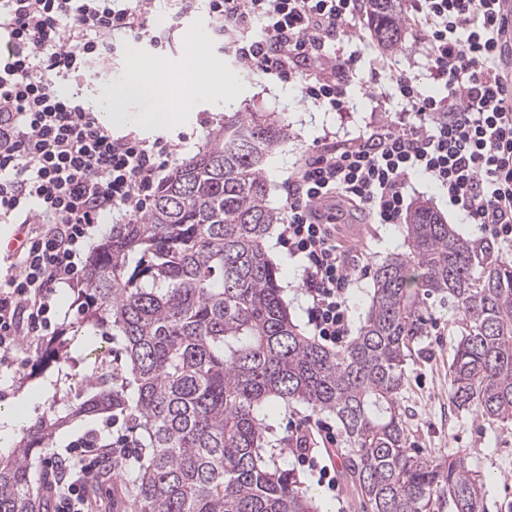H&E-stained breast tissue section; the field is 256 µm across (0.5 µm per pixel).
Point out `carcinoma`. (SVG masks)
<instances>
[{
  "label": "carcinoma",
  "instance_id": "carcinoma-1",
  "mask_svg": "<svg viewBox=\"0 0 512 512\" xmlns=\"http://www.w3.org/2000/svg\"><path fill=\"white\" fill-rule=\"evenodd\" d=\"M402 0H365L371 33L402 47ZM288 128L262 112L224 116L198 154L160 183L144 218L112 225L91 256L83 325L123 337L131 381L113 383L100 362L85 399L31 427L0 455V512H49L31 460L57 430L82 416L129 413L148 459L122 478L137 512H317L291 474L262 455L268 400L300 402L336 416L346 473L370 512H485L482 475L460 451L408 447L401 410L405 365L429 334L426 300L458 313L448 361L453 405L491 427L512 424V260L466 239L427 201L406 215V252L376 265L359 335L332 352L299 332L265 248L278 211L264 167ZM46 357L59 364L56 394L78 381L63 333Z\"/></svg>",
  "mask_w": 512,
  "mask_h": 512
}]
</instances>
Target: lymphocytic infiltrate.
Wrapping results in <instances>:
<instances>
[{"label":"lymphocytic infiltrate","instance_id":"f902f5d3","mask_svg":"<svg viewBox=\"0 0 512 512\" xmlns=\"http://www.w3.org/2000/svg\"><path fill=\"white\" fill-rule=\"evenodd\" d=\"M215 33L239 66L298 83L305 98L349 109L342 50L356 37L359 0H208ZM501 0H413L430 48L428 73L445 93L425 95L419 78L396 74L398 121L343 148H314L288 182L281 240L298 258L307 321L342 346L350 334L354 268L336 235L337 201L355 203L373 224L400 223L412 173L442 186L449 203L485 237L512 247V59ZM153 0H0V210L30 226L0 277V368L22 343L52 335L57 287L77 281L88 241L104 215L139 217L159 173L179 147L113 137L83 97L59 96L62 79L98 71L117 43L148 32ZM296 463L336 492L321 448L335 445L324 420L291 422L283 438ZM136 436L92 433L52 463L55 512H94L88 489L100 449L116 462L140 448Z\"/></svg>","mask_w":512,"mask_h":512}]
</instances>
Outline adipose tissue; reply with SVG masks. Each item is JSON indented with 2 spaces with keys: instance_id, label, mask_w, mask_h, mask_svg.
<instances>
[{
  "instance_id": "ef3b65f1",
  "label": "adipose tissue",
  "mask_w": 512,
  "mask_h": 512,
  "mask_svg": "<svg viewBox=\"0 0 512 512\" xmlns=\"http://www.w3.org/2000/svg\"><path fill=\"white\" fill-rule=\"evenodd\" d=\"M215 83V77L200 76L191 67L173 73L159 64L135 65L99 102L103 110L111 112L113 122L152 127L175 121L183 100L210 95ZM132 99L147 100L149 106L139 112L127 111Z\"/></svg>"
}]
</instances>
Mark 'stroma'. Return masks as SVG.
<instances>
[{
    "mask_svg": "<svg viewBox=\"0 0 512 512\" xmlns=\"http://www.w3.org/2000/svg\"><path fill=\"white\" fill-rule=\"evenodd\" d=\"M360 39L353 49L358 62L346 71L351 93L349 111L331 112L303 97L299 87L275 76L238 68L225 58L220 44L210 37L205 0H199L193 12L184 14L177 0H159L153 19L154 35L162 37L163 47L151 46L141 39L134 49L123 48L113 54L107 70L92 79H82V88L107 92L115 79L121 78L135 56L165 62L179 68L186 43L192 32H199V54L204 65H217L224 76L218 90V102L203 98L181 114L179 122L145 131L132 125L116 126L113 136L131 135L152 141L159 137L179 141L181 158L196 154L209 137L224 124L225 115L234 112H271L288 128L286 144L278 148L266 166L268 201L275 210H284L287 179L300 166L314 146L330 142L347 145L360 135L379 129L399 117L400 107L392 94L390 77L399 72L416 75L428 94L442 95L443 90L428 76L429 45L423 34L406 26L403 45L395 51L384 50L372 36L367 23H360ZM430 200L449 224L464 237H477L475 225L451 206L442 189L422 176L411 179L408 202ZM336 231L349 248L366 253L369 265L380 263L392 253L404 251V232L399 224H373L359 209L345 203L336 205ZM280 225H273L265 239L268 255L280 270L282 296L294 323L303 335L312 330L305 314L301 291V268L280 240ZM429 334L405 366L406 389L402 408L409 430V445L416 450L444 455L464 450L471 465L479 470L486 484L488 512H512V429L493 430L481 418L460 412L449 398L448 357L457 343L449 322L453 312L448 306L433 304ZM82 301L77 288L61 285L56 295L55 327L71 336V353L82 362L85 372H92L100 358H108L113 367L126 368L122 342L117 336H95L80 326ZM40 345L22 348L12 369L0 372V406L30 392L36 383L54 378V366L37 368ZM310 406L299 402L271 401L265 418L264 451L274 455L278 469L297 472L302 489L312 497L319 512H363L358 496L347 482L343 454L333 448L330 455L336 465L339 495L330 494L316 479L298 472L294 456L280 439L288 429L292 415L310 414Z\"/></svg>",
    "mask_w": 512,
    "mask_h": 512,
    "instance_id": "obj_1",
    "label": "stroma"
}]
</instances>
